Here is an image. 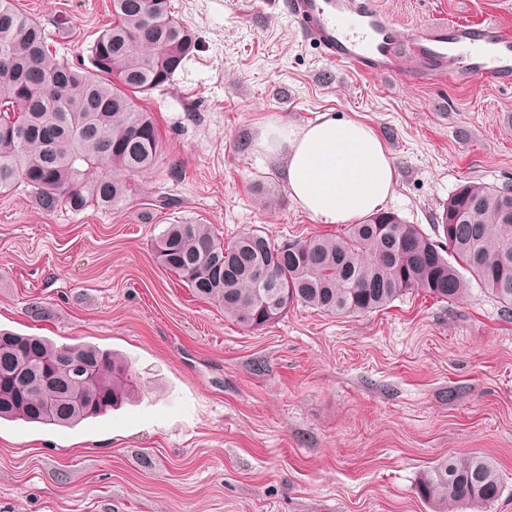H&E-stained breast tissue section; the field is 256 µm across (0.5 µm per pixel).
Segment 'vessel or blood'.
<instances>
[{"instance_id":"b4317fda","label":"vessel or blood","mask_w":512,"mask_h":512,"mask_svg":"<svg viewBox=\"0 0 512 512\" xmlns=\"http://www.w3.org/2000/svg\"><path fill=\"white\" fill-rule=\"evenodd\" d=\"M298 27L336 67L367 75L394 74L402 54L418 62L413 78L460 73L489 83L512 80V33L491 17L478 22H435L401 42L394 20L372 0H288Z\"/></svg>"}]
</instances>
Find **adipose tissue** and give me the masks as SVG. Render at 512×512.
<instances>
[{"instance_id":"adipose-tissue-1","label":"adipose tissue","mask_w":512,"mask_h":512,"mask_svg":"<svg viewBox=\"0 0 512 512\" xmlns=\"http://www.w3.org/2000/svg\"><path fill=\"white\" fill-rule=\"evenodd\" d=\"M258 145L285 159L290 196L322 224H346L378 210L395 183L393 162L375 131L324 113L300 129L275 126Z\"/></svg>"}]
</instances>
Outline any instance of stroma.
<instances>
[{
    "label": "stroma",
    "instance_id": "1",
    "mask_svg": "<svg viewBox=\"0 0 512 512\" xmlns=\"http://www.w3.org/2000/svg\"><path fill=\"white\" fill-rule=\"evenodd\" d=\"M409 40L435 21L495 17L512 0H376ZM110 0H15L59 57L87 58ZM285 0H174L199 45L145 98L158 167L122 205L43 211L0 194V329L88 342L125 357L142 391L73 427L0 421V512H431L416 493L438 459L493 460L512 512V314L485 290L387 309L297 306L244 329L163 269L167 225L218 236L342 233L288 195L258 148L272 123L325 112L371 126L395 168L385 211L424 232L456 188L512 187V84L341 71L298 31ZM165 193L177 204L156 207ZM46 315L30 317L32 306Z\"/></svg>",
    "mask_w": 512,
    "mask_h": 512
}]
</instances>
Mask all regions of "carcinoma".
<instances>
[{
  "mask_svg": "<svg viewBox=\"0 0 512 512\" xmlns=\"http://www.w3.org/2000/svg\"><path fill=\"white\" fill-rule=\"evenodd\" d=\"M198 47L171 0H112V24L78 67L57 58L43 25L0 0V193L23 185L51 212L110 209L132 191L128 178L151 172L162 137L143 96L169 87ZM509 189L460 185L437 221L438 235L380 211L341 234L273 241L253 229L225 242L207 224H170L155 245L158 262L192 293L239 326L261 329L304 305L336 315L387 308L409 291L448 301L464 296L469 272L512 311V223L500 210ZM271 276L259 298L251 269ZM137 384L113 353L55 345L0 330V419L69 426L118 405ZM418 496L433 512L486 509L502 483L487 457L435 461Z\"/></svg>",
  "mask_w": 512,
  "mask_h": 512,
  "instance_id": "carcinoma-1",
  "label": "carcinoma"
}]
</instances>
